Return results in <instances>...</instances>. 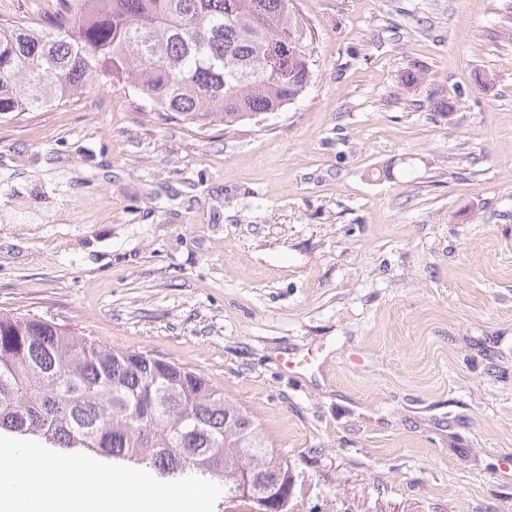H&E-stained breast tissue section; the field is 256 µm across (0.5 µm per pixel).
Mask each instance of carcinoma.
<instances>
[{"instance_id":"cac0c4a2","label":"carcinoma","mask_w":512,"mask_h":512,"mask_svg":"<svg viewBox=\"0 0 512 512\" xmlns=\"http://www.w3.org/2000/svg\"><path fill=\"white\" fill-rule=\"evenodd\" d=\"M312 43L292 0H58L41 22L0 20V115L104 79L191 126L230 127L302 95ZM1 430L235 498L255 476L257 512H285L291 495L288 461L203 376L29 314L0 313Z\"/></svg>"}]
</instances>
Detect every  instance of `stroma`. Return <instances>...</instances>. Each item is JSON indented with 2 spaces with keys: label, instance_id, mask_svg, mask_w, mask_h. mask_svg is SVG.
Here are the masks:
<instances>
[{
  "label": "stroma",
  "instance_id": "35a3bbf8",
  "mask_svg": "<svg viewBox=\"0 0 512 512\" xmlns=\"http://www.w3.org/2000/svg\"><path fill=\"white\" fill-rule=\"evenodd\" d=\"M294 7L262 125L105 81L0 116V311L201 374L306 512H512V0Z\"/></svg>",
  "mask_w": 512,
  "mask_h": 512
}]
</instances>
